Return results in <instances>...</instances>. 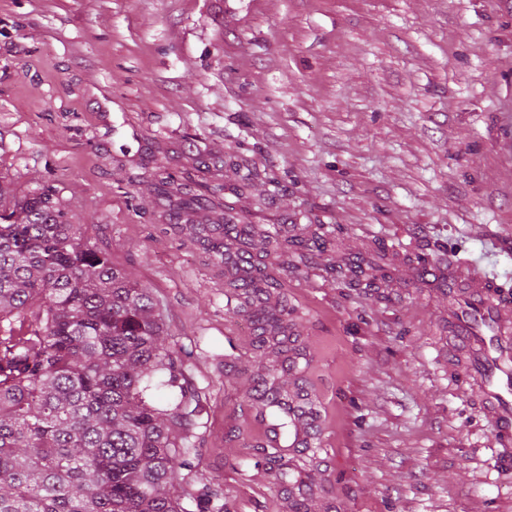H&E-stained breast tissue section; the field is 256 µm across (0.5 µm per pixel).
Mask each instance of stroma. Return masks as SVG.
<instances>
[{"label":"stroma","mask_w":512,"mask_h":512,"mask_svg":"<svg viewBox=\"0 0 512 512\" xmlns=\"http://www.w3.org/2000/svg\"><path fill=\"white\" fill-rule=\"evenodd\" d=\"M158 169L223 184L290 242L254 258L320 410L308 512H512L448 297L452 267L512 289V0H0V179L60 189L150 289L186 393L188 512H293L241 412L288 355L229 310ZM380 252L388 279L344 285Z\"/></svg>","instance_id":"stroma-1"}]
</instances>
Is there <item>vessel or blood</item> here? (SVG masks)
I'll list each match as a JSON object with an SVG mask.
<instances>
[{"mask_svg": "<svg viewBox=\"0 0 512 512\" xmlns=\"http://www.w3.org/2000/svg\"><path fill=\"white\" fill-rule=\"evenodd\" d=\"M512 303L495 301L485 279L473 278L455 321L479 347L470 369L478 380L485 412L501 443L512 442V328L505 318Z\"/></svg>", "mask_w": 512, "mask_h": 512, "instance_id": "1", "label": "vessel or blood"}]
</instances>
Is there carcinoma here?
<instances>
[{
    "label": "carcinoma",
    "mask_w": 512,
    "mask_h": 512,
    "mask_svg": "<svg viewBox=\"0 0 512 512\" xmlns=\"http://www.w3.org/2000/svg\"><path fill=\"white\" fill-rule=\"evenodd\" d=\"M154 180L157 196L179 198L188 216L224 193L219 183L194 190L166 171ZM223 231L205 242L230 267L232 288L256 303L259 347L287 345V301L267 304L275 283L247 251L227 252L247 227ZM379 271L364 257L346 265L352 283ZM164 335L149 290L85 239L60 191L16 198L0 186V512H187L175 491L184 464L171 436L176 409L154 403L155 390L176 386ZM286 368L299 363L264 367L247 407L282 436L304 435L300 453L314 454L316 403L302 387L288 395Z\"/></svg>",
    "instance_id": "obj_1"
}]
</instances>
